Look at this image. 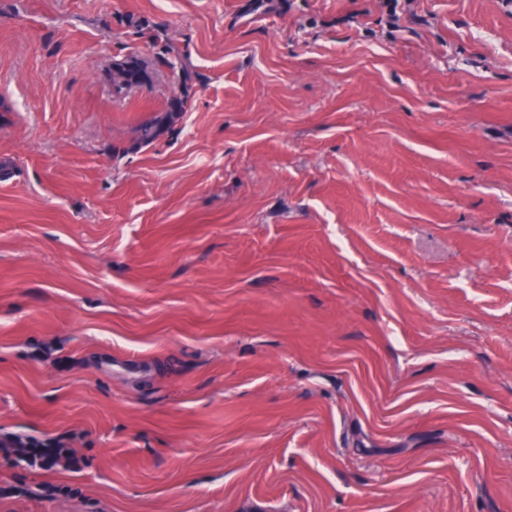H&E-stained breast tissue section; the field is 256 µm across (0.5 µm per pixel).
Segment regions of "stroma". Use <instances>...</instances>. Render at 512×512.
Wrapping results in <instances>:
<instances>
[{
    "label": "stroma",
    "mask_w": 512,
    "mask_h": 512,
    "mask_svg": "<svg viewBox=\"0 0 512 512\" xmlns=\"http://www.w3.org/2000/svg\"><path fill=\"white\" fill-rule=\"evenodd\" d=\"M2 166L0 512H512V0H0ZM148 77V65L137 58L116 63L112 69V92L116 95L126 93L134 86L141 85Z\"/></svg>",
    "instance_id": "35a3bbf8"
}]
</instances>
